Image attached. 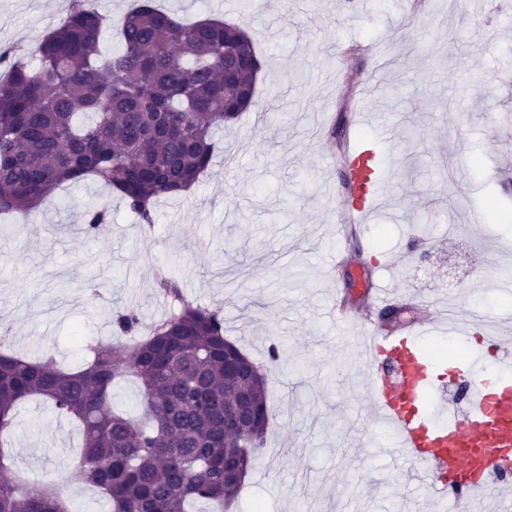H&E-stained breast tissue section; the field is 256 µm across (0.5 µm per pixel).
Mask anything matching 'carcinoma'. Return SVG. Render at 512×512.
<instances>
[{"label":"carcinoma","mask_w":512,"mask_h":512,"mask_svg":"<svg viewBox=\"0 0 512 512\" xmlns=\"http://www.w3.org/2000/svg\"><path fill=\"white\" fill-rule=\"evenodd\" d=\"M103 16L73 0L66 22L39 47V63L22 52L0 54V214L37 209L64 183L88 179L120 195L141 224L157 202L182 195L208 173L215 133L252 103L262 65L249 34L220 19L186 23L153 0L128 12L120 46L101 49ZM105 207L84 212L87 232L108 223ZM159 292L178 305L144 339L91 345V359L66 371L51 360L0 353V469L11 455L4 436L17 406L43 398L83 433L76 477L96 487L112 512H188L198 500L228 512L265 445L271 416L266 378L224 337L221 308L182 300L177 281ZM113 335L138 336L134 309L112 316ZM131 373L141 383L145 417L114 410L112 386ZM248 396L260 426L224 428ZM0 512H71L50 486L0 483Z\"/></svg>","instance_id":"cac0c4a2"}]
</instances>
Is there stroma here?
<instances>
[{"mask_svg":"<svg viewBox=\"0 0 512 512\" xmlns=\"http://www.w3.org/2000/svg\"><path fill=\"white\" fill-rule=\"evenodd\" d=\"M188 20L215 16L244 28L263 61L251 106L215 136L207 176L166 199L151 226L100 184L65 185L30 224L0 219V330L13 354L77 369L87 342L112 340V315L143 322L165 312L156 272L184 300L224 312V335L266 373L272 410L266 447L248 471L237 512H435L413 465L373 443L360 326L380 323L365 286L393 306L456 309L461 318H512L498 289L512 269V223L485 214L487 197L512 210V0H156ZM71 0H0V47L37 59ZM324 112L323 133L307 117ZM381 146L389 180L355 239L338 236L336 140ZM481 167H473L475 156ZM104 206L97 234L84 212ZM157 268L142 266L145 249ZM350 321L336 325L337 309ZM446 352L432 396L449 419L467 402L461 358L482 355L484 379L512 358V341L440 336ZM281 348L270 361V344ZM12 458L1 475L60 490L71 512H107L96 488L72 480L78 426L32 399L17 410Z\"/></svg>","mask_w":512,"mask_h":512,"instance_id":"stroma-1","label":"stroma"}]
</instances>
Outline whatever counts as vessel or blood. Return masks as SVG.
I'll return each instance as SVG.
<instances>
[{
	"label": "vessel or blood",
	"mask_w": 512,
	"mask_h": 512,
	"mask_svg": "<svg viewBox=\"0 0 512 512\" xmlns=\"http://www.w3.org/2000/svg\"><path fill=\"white\" fill-rule=\"evenodd\" d=\"M348 178L342 198L346 211L367 218L386 177L371 148L357 147L345 155ZM454 331L464 337L468 322L451 320L435 309L406 334L368 328V398L399 456L417 465L437 503L465 501L469 512H484L488 501L504 490L493 472L512 462V359L500 361L493 384L478 386L465 418L448 420L446 404L433 400L428 365L421 341Z\"/></svg>",
	"instance_id": "vessel-or-blood-1"
}]
</instances>
